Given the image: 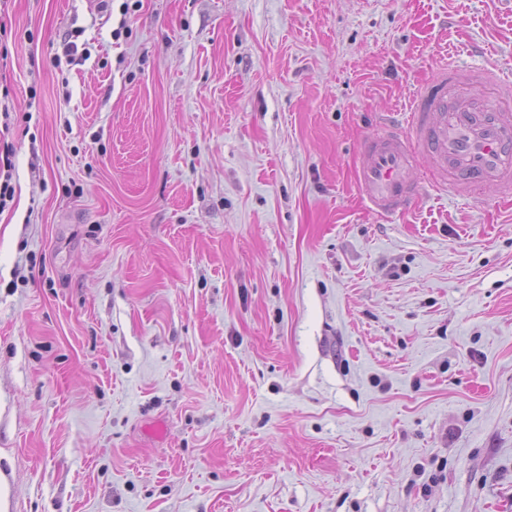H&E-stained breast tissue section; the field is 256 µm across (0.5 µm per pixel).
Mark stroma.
I'll return each mask as SVG.
<instances>
[{"label": "stroma", "mask_w": 512, "mask_h": 512, "mask_svg": "<svg viewBox=\"0 0 512 512\" xmlns=\"http://www.w3.org/2000/svg\"><path fill=\"white\" fill-rule=\"evenodd\" d=\"M0 23L7 512H512V200L356 181L441 63L512 76V0Z\"/></svg>", "instance_id": "stroma-1"}]
</instances>
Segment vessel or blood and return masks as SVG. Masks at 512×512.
<instances>
[{
	"mask_svg": "<svg viewBox=\"0 0 512 512\" xmlns=\"http://www.w3.org/2000/svg\"><path fill=\"white\" fill-rule=\"evenodd\" d=\"M362 153L358 183L380 215L408 211L429 186L512 197V79L442 64L414 89L406 122L389 120Z\"/></svg>",
	"mask_w": 512,
	"mask_h": 512,
	"instance_id": "obj_1",
	"label": "vessel or blood"
}]
</instances>
